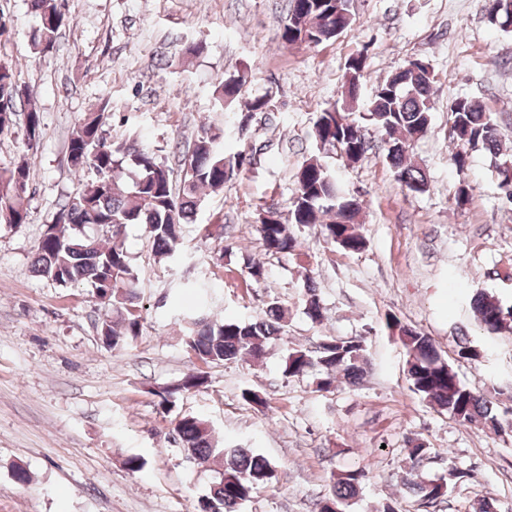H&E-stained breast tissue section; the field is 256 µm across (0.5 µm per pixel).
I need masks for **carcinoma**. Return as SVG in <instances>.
<instances>
[{"mask_svg": "<svg viewBox=\"0 0 512 512\" xmlns=\"http://www.w3.org/2000/svg\"><path fill=\"white\" fill-rule=\"evenodd\" d=\"M488 14L498 27L512 33V0H488ZM64 0H28L37 26L30 33L35 54L54 48L60 30L69 25ZM354 21L350 0H289L288 19L280 33L282 43L320 44L336 39ZM367 57L359 52L345 62L341 101L318 113L312 127L317 147L334 149L350 163L366 157L370 150L368 132L381 135V148L397 180L412 193L427 189L426 175L409 162L414 141L424 136L431 124L433 71L428 62L412 58L378 83L365 111L357 109L361 80ZM248 77L241 73L220 78L215 107L220 112L236 109L243 113L239 127H245L257 113L274 108L269 93L246 92ZM32 90L19 84L15 66H0V135L20 133L24 146L32 150L42 135L40 112L32 106ZM23 121H18V116ZM112 119L109 102L85 113L74 127L68 158L78 173H91L82 188L68 197L53 223L45 225L38 241L32 272L60 286L86 282L97 299L111 310L98 323L102 344L120 350L139 336L143 316L145 285L135 272L124 247L127 226H145L158 260L174 257L182 245V226L202 205L205 192L220 191L237 172L251 165L252 157L240 150L224 152L226 132L203 123L192 147L182 155L180 182L148 146L135 142L113 146L104 137V127ZM448 122L454 148L450 161L460 175L453 197L461 207L468 199L465 179L470 152L486 150L500 154L503 134L491 113L478 101L459 97L448 106ZM133 170L131 184L122 188L117 178L124 167ZM29 163L22 155L0 160V224L18 227L28 223L25 194L18 186H28ZM296 190L288 220L271 209L259 213L263 250L268 254H291L299 246L298 232L319 225L327 240L346 252L359 253L366 245L358 216L362 201L342 188L336 172L312 156L295 172ZM303 313L314 324L326 318L318 288L305 276ZM471 309L482 335L494 337L512 331V304L507 305L489 292L478 289ZM290 320L289 309L271 304L257 319L209 321L192 319L182 329L183 342L195 359L204 365L237 360L257 363L268 345L282 340ZM389 335L397 339L407 354V375L411 390L462 425H476L496 433L512 430V409L501 407L499 399L461 381L443 357L435 341L424 332L401 322L397 315H385ZM456 354L468 363L485 357L484 348L463 334L457 337ZM370 363L364 336L325 335L312 350L292 348L284 359V373L290 377L315 376L316 391L330 392L336 382L361 384ZM207 383L206 372L190 370L172 387L156 392L160 404L168 407L175 395L200 390ZM174 431L183 450L200 463L219 461L220 469L206 496L211 512H239L256 490L269 486L276 466L265 456L242 445L219 442L207 421L184 415L176 419ZM407 457L403 464L402 489L423 505L435 504L457 483L471 474L454 467L439 478H427L421 466L432 449L418 438H406ZM368 477L365 469L340 471L331 476L330 492L317 500L313 512H346L349 500L362 489ZM468 512H512L496 498L475 500Z\"/></svg>", "mask_w": 512, "mask_h": 512, "instance_id": "1", "label": "carcinoma"}]
</instances>
